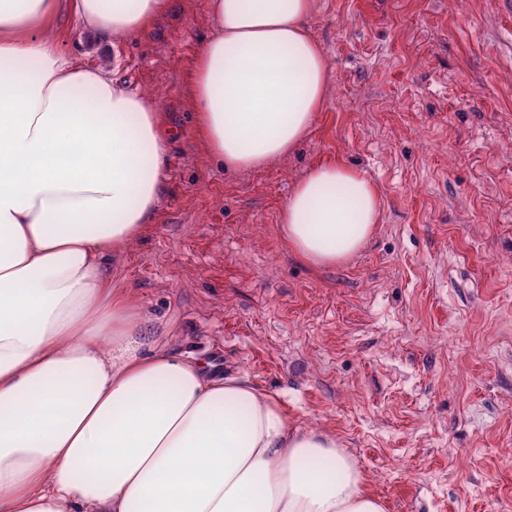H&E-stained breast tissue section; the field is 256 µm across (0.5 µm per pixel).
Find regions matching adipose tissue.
Masks as SVG:
<instances>
[{"mask_svg": "<svg viewBox=\"0 0 512 512\" xmlns=\"http://www.w3.org/2000/svg\"><path fill=\"white\" fill-rule=\"evenodd\" d=\"M169 5L0 0V512H384L334 437L147 335L103 266L104 246L150 224L167 141L153 100L46 27L71 14L93 36L128 35ZM209 11L217 32L191 82L200 128L224 166L257 169L295 149L324 100L313 2ZM381 206L362 172L318 165L289 194L281 233L308 264H343Z\"/></svg>", "mask_w": 512, "mask_h": 512, "instance_id": "1", "label": "adipose tissue"}]
</instances>
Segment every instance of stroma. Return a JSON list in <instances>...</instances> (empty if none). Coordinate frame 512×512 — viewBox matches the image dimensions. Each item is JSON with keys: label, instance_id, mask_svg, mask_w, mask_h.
<instances>
[{"label": "stroma", "instance_id": "stroma-1", "mask_svg": "<svg viewBox=\"0 0 512 512\" xmlns=\"http://www.w3.org/2000/svg\"><path fill=\"white\" fill-rule=\"evenodd\" d=\"M314 2L325 102L252 170L225 169L197 132L207 0H171L91 55L72 20L51 23L172 133L151 224L105 265L155 335L336 437L385 512H512V17L501 0ZM318 163L360 170L382 200L347 264L312 267L281 236Z\"/></svg>", "mask_w": 512, "mask_h": 512}]
</instances>
